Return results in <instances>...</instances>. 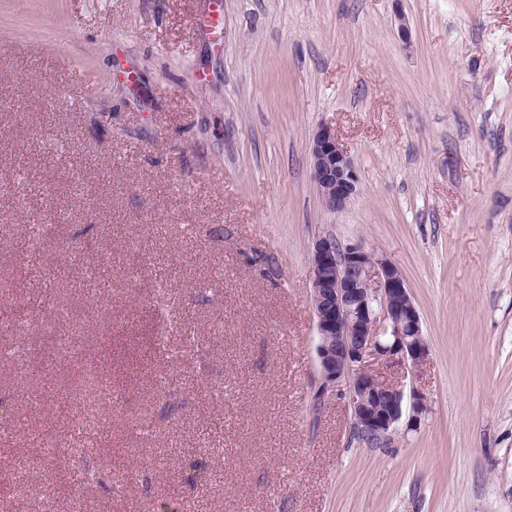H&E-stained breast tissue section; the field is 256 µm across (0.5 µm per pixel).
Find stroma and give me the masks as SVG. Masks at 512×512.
I'll return each instance as SVG.
<instances>
[{
	"instance_id": "35a3bbf8",
	"label": "stroma",
	"mask_w": 512,
	"mask_h": 512,
	"mask_svg": "<svg viewBox=\"0 0 512 512\" xmlns=\"http://www.w3.org/2000/svg\"><path fill=\"white\" fill-rule=\"evenodd\" d=\"M322 125L359 174L336 213ZM325 235L393 261L421 316L424 361L366 362L427 405L384 441L314 403ZM23 304L0 512H512V0H0V309ZM86 364L115 396L112 480L82 488L41 454ZM312 180L326 210H343L356 195L359 183L351 157L327 126H320L309 146Z\"/></svg>"
}]
</instances>
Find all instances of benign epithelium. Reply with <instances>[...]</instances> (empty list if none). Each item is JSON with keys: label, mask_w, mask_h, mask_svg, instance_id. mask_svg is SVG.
Wrapping results in <instances>:
<instances>
[{"label": "benign epithelium", "mask_w": 512, "mask_h": 512, "mask_svg": "<svg viewBox=\"0 0 512 512\" xmlns=\"http://www.w3.org/2000/svg\"><path fill=\"white\" fill-rule=\"evenodd\" d=\"M309 152L323 206L330 212L344 209L359 183L351 157L324 125L313 134ZM310 263L309 302L321 375L315 405L344 383L357 432L369 441L386 438L401 419L404 393L380 382L364 360L374 355L416 365L429 351L406 280L391 260L360 243L342 249L330 236L314 241Z\"/></svg>", "instance_id": "1"}]
</instances>
